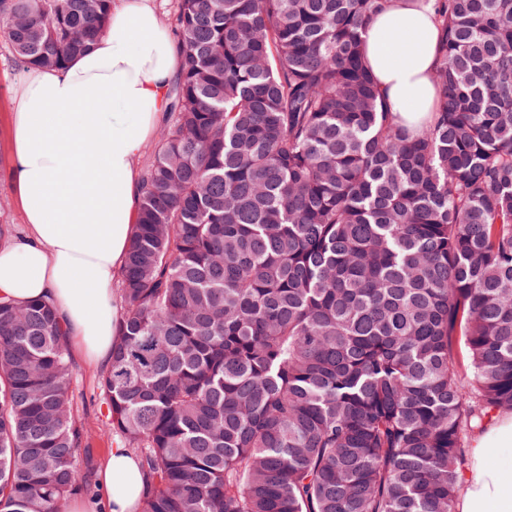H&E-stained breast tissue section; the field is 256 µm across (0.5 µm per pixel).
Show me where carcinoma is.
Here are the masks:
<instances>
[{"label": "carcinoma", "mask_w": 512, "mask_h": 512, "mask_svg": "<svg viewBox=\"0 0 512 512\" xmlns=\"http://www.w3.org/2000/svg\"><path fill=\"white\" fill-rule=\"evenodd\" d=\"M113 0H0L62 69ZM388 0H177L100 381L139 512H455L468 436L512 409V0H433L436 109L382 106ZM45 299L0 303V512H64L88 430Z\"/></svg>", "instance_id": "cac0c4a2"}]
</instances>
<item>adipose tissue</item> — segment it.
I'll use <instances>...</instances> for the list:
<instances>
[{"instance_id": "obj_1", "label": "adipose tissue", "mask_w": 512, "mask_h": 512, "mask_svg": "<svg viewBox=\"0 0 512 512\" xmlns=\"http://www.w3.org/2000/svg\"><path fill=\"white\" fill-rule=\"evenodd\" d=\"M364 50L386 106L409 124L435 107L439 29L427 0H391ZM179 59L147 0H115L107 33L61 70L21 80L11 122L25 231L0 241V301L49 300L68 345L109 369L120 315L113 288L138 218L137 159L163 122ZM501 459H490L491 450ZM455 512H512V414L472 441ZM108 512H138L146 475L115 445L101 471Z\"/></svg>"}]
</instances>
